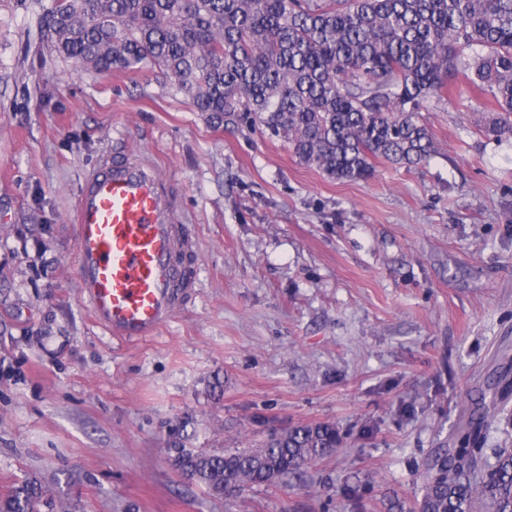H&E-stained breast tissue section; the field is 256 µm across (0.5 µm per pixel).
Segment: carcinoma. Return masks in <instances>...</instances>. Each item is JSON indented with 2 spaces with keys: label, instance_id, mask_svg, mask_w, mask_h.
<instances>
[{
  "label": "carcinoma",
  "instance_id": "obj_1",
  "mask_svg": "<svg viewBox=\"0 0 512 512\" xmlns=\"http://www.w3.org/2000/svg\"><path fill=\"white\" fill-rule=\"evenodd\" d=\"M52 49L83 71L158 70L226 129L269 132L330 178L368 179L373 160L407 167L435 151L420 106L469 73L496 103L479 122L512 137V0H53ZM478 45L485 54L464 49ZM331 423L293 425L256 448L176 449L175 466L213 494L285 480L334 454ZM419 512H512V448L465 435L421 465ZM29 478L0 512H39Z\"/></svg>",
  "mask_w": 512,
  "mask_h": 512
}]
</instances>
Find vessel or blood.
Returning <instances> with one entry per match:
<instances>
[{
  "instance_id": "1",
  "label": "vessel or blood",
  "mask_w": 512,
  "mask_h": 512,
  "mask_svg": "<svg viewBox=\"0 0 512 512\" xmlns=\"http://www.w3.org/2000/svg\"><path fill=\"white\" fill-rule=\"evenodd\" d=\"M75 225L81 296L114 337L151 336L198 285L184 262L194 242L147 159L105 158L81 186Z\"/></svg>"
}]
</instances>
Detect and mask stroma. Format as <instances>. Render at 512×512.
I'll use <instances>...</instances> for the list:
<instances>
[{"instance_id":"1","label":"stroma","mask_w":512,"mask_h":512,"mask_svg":"<svg viewBox=\"0 0 512 512\" xmlns=\"http://www.w3.org/2000/svg\"><path fill=\"white\" fill-rule=\"evenodd\" d=\"M52 0H0V498L42 512H417L422 461L512 375V137L464 76L421 120L436 151L364 181L214 127L154 71L88 73L50 47ZM108 155L154 161L199 284L127 342L80 294L74 209ZM345 445L216 495L172 465L296 424ZM44 496V488L37 479H26L0 500V512H39Z\"/></svg>"}]
</instances>
